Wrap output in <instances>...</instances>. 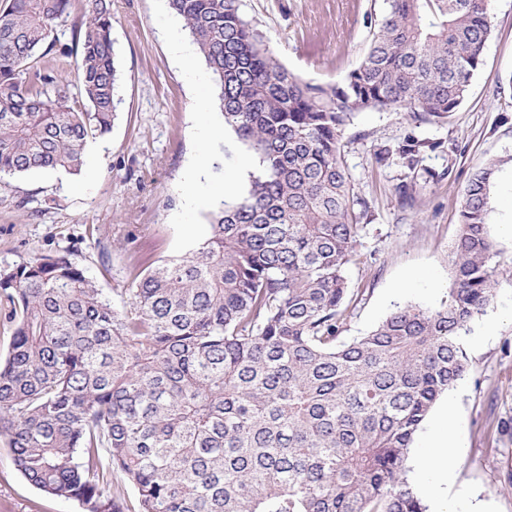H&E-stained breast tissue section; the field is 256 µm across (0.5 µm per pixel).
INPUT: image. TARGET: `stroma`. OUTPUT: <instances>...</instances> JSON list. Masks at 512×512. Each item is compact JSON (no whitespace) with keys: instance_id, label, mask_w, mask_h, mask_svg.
Segmentation results:
<instances>
[{"instance_id":"1","label":"stroma","mask_w":512,"mask_h":512,"mask_svg":"<svg viewBox=\"0 0 512 512\" xmlns=\"http://www.w3.org/2000/svg\"><path fill=\"white\" fill-rule=\"evenodd\" d=\"M491 36L464 102L439 124L415 125L401 110L365 111L342 139L355 197L368 223L346 268L353 305L341 334L349 342L399 304L438 308L452 284L450 247L471 173L502 166L493 189L489 233L498 251L495 299L461 342L469 370L449 390V428L460 440L453 468L457 512H512V0H490ZM246 19L275 58L320 85L340 82L365 54L383 0H241ZM119 70L118 118L88 146L77 175L0 178V269L55 250L70 251L114 305L133 272L181 258L208 234L247 150L224 127L214 82L168 0H112ZM443 142L425 154L431 181L412 179L376 152L407 133ZM208 166L191 178L198 157ZM411 182L403 203L400 183ZM56 206L46 207L47 198ZM415 287H408L409 279ZM491 335H484L487 323ZM0 512H83L73 500L31 486L0 441Z\"/></svg>"}]
</instances>
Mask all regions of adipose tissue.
I'll return each mask as SVG.
<instances>
[{
  "label": "adipose tissue",
  "mask_w": 512,
  "mask_h": 512,
  "mask_svg": "<svg viewBox=\"0 0 512 512\" xmlns=\"http://www.w3.org/2000/svg\"><path fill=\"white\" fill-rule=\"evenodd\" d=\"M424 449L414 461L425 496L432 502L448 500V483L457 457V446L448 429V413L440 411L423 441Z\"/></svg>",
  "instance_id": "adipose-tissue-1"
}]
</instances>
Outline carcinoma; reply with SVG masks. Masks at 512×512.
Segmentation results:
<instances>
[{"label": "carcinoma", "mask_w": 512, "mask_h": 512, "mask_svg": "<svg viewBox=\"0 0 512 512\" xmlns=\"http://www.w3.org/2000/svg\"><path fill=\"white\" fill-rule=\"evenodd\" d=\"M111 0L0 8V176L76 175L112 130L119 72ZM367 52L324 87L289 72L239 0H169L217 88L224 125L258 160L245 195L212 213L191 255L137 274L111 304L67 250L0 269L13 339L0 358V438L36 489L84 512H427L405 475L413 437L467 370L460 343L486 314L488 232L501 161L470 177L447 300L398 305L340 341L346 267L369 205L342 154L358 112L439 123L465 99L491 35L488 0H385ZM75 70L77 92L62 78ZM413 133L376 153L434 178Z\"/></svg>", "instance_id": "carcinoma-1"}]
</instances>
